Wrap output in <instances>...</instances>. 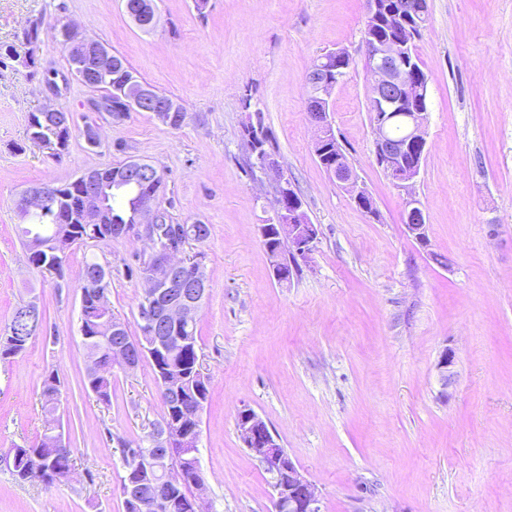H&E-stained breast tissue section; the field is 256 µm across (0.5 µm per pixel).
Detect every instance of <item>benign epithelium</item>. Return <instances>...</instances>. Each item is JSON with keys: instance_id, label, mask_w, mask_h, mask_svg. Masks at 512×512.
Wrapping results in <instances>:
<instances>
[{"instance_id": "obj_1", "label": "benign epithelium", "mask_w": 512, "mask_h": 512, "mask_svg": "<svg viewBox=\"0 0 512 512\" xmlns=\"http://www.w3.org/2000/svg\"><path fill=\"white\" fill-rule=\"evenodd\" d=\"M397 18L405 31L400 37L389 41L364 44V65L373 76L370 101L377 107L373 120L374 154L382 160L384 172L396 186L405 192L403 223L408 232L417 240L426 233L425 215L420 201L413 191L424 155L415 151L426 150L425 123L427 119L426 92L421 85V75L410 53L413 42L412 28L424 25V11L415 0H400L395 6ZM55 38L67 51L72 63L73 77L87 88L94 85L96 71L108 67L112 54L97 40L82 36L74 25L64 24L55 29ZM355 59L346 49L336 50V78H325L319 82L314 95L307 100L310 122L318 129L319 136H335L328 118V100L335 88L343 81L354 66ZM130 104L141 110L149 107L154 116L163 124L181 125L186 116L182 112L169 110L157 103L151 87L132 82L127 88ZM60 108L49 105L41 109L40 119L33 120V136L40 123L50 124L54 130L56 147L64 149L73 131L71 115L62 116ZM402 117L406 122L405 139L390 142L385 130L394 119ZM336 181L346 186L357 206L362 207L370 199L365 187L358 185V178L352 169L331 170ZM159 175L139 160L120 170L91 168L82 171L77 178L81 186L78 199L72 206L69 216L62 223L95 224L105 231L121 237H136L145 240L152 248L149 255L151 264L149 276L143 280L144 289L137 317L143 327L142 339L124 336V324L112 322V333L116 341L112 344V363L131 371L146 359H155L158 353L166 352L171 346L168 338L170 326L192 324L198 317L200 307L206 298L209 281L204 276V255H185L190 241L203 238V231L195 225L169 224L164 219V207L160 203ZM127 184L138 189L137 220L134 224L112 223L107 191L116 185ZM49 187L45 184L32 185L21 195L20 203L24 211L31 214L39 210L48 200ZM276 228L288 236V245L300 257H306L317 239V227L309 223L300 196L288 193L278 198ZM69 243V235L62 233L53 255V261L42 254V243L30 241V256L34 266L43 267L50 263H64ZM178 281L183 290L181 299L168 306H159L156 300L165 292V286ZM161 388L167 401L175 407H184V392L171 383L166 374L158 375ZM198 408L193 410V425L189 428L177 421L153 425L149 432L152 451L142 448L126 450L129 460V476L122 491L127 507L136 512H175L177 500L173 490L185 478L189 468L199 470L196 448L200 441V416L204 400L200 392H194ZM239 433L245 447L257 457L273 475L276 497L274 512H321L320 497L316 486L304 477L292 459L282 452L277 436L270 431L266 422L250 408H243L237 414ZM181 441L184 450L174 457H167L161 468L162 479L157 481L160 490L155 495L144 498L138 493L143 479L151 476L152 461L156 455L170 453L175 442Z\"/></svg>"}]
</instances>
